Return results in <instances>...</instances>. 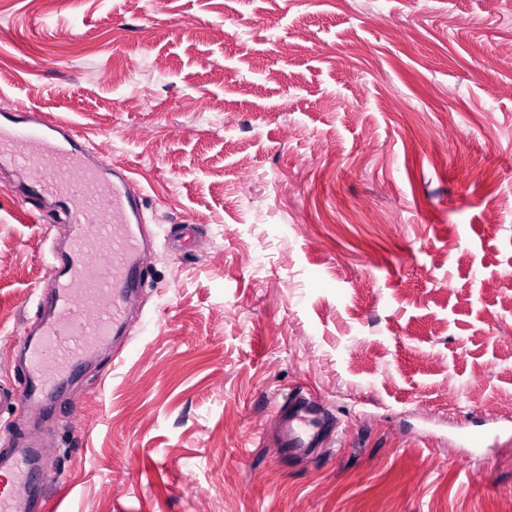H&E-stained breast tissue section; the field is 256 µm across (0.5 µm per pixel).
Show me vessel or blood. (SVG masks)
<instances>
[{"label": "vessel or blood", "instance_id": "vessel-or-blood-1", "mask_svg": "<svg viewBox=\"0 0 512 512\" xmlns=\"http://www.w3.org/2000/svg\"><path fill=\"white\" fill-rule=\"evenodd\" d=\"M0 158L23 173L28 198L39 201L26 211L30 222H43L48 204L70 216L68 245L53 253L50 283L39 296L51 315L23 338L29 385L20 394L0 392V407L20 400L27 410H42L97 341L125 333L129 298L147 282L145 243L137 233L145 197L130 168L112 170L96 159L68 120L23 104L0 111ZM322 409L317 394L290 390L276 408L280 453L315 459L340 439L338 427L325 425ZM41 454L27 445L0 451V475L9 481L0 512H31Z\"/></svg>", "mask_w": 512, "mask_h": 512}]
</instances>
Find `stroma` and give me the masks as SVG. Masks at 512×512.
I'll return each instance as SVG.
<instances>
[{
  "label": "stroma",
  "instance_id": "stroma-1",
  "mask_svg": "<svg viewBox=\"0 0 512 512\" xmlns=\"http://www.w3.org/2000/svg\"><path fill=\"white\" fill-rule=\"evenodd\" d=\"M509 41L512 0H0V109L134 168L154 242L128 342L31 423L42 512H505ZM64 232L0 178V386ZM298 386L343 432L313 463L259 443Z\"/></svg>",
  "mask_w": 512,
  "mask_h": 512
}]
</instances>
